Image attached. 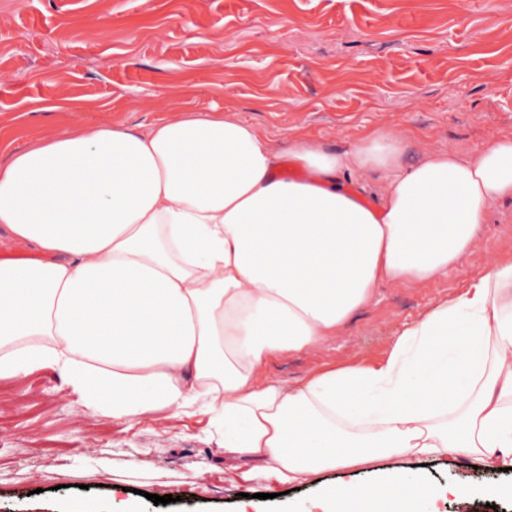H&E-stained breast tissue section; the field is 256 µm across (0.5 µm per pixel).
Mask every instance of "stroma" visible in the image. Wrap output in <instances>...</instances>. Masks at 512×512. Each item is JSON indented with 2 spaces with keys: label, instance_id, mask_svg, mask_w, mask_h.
<instances>
[{
  "label": "stroma",
  "instance_id": "stroma-1",
  "mask_svg": "<svg viewBox=\"0 0 512 512\" xmlns=\"http://www.w3.org/2000/svg\"><path fill=\"white\" fill-rule=\"evenodd\" d=\"M228 109L283 153L297 133L343 150L385 130L410 164L477 154L512 135V0H0V166L74 130ZM511 249L503 204L471 265L422 288L383 284L347 336L274 360L270 375L292 386L324 361L381 360L397 329ZM397 467L472 488L436 512H512V472ZM317 492L226 480L206 415L116 424L84 414L52 371L0 378V512H238L245 493L255 512H308Z\"/></svg>",
  "mask_w": 512,
  "mask_h": 512
}]
</instances>
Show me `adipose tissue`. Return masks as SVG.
I'll use <instances>...</instances> for the list:
<instances>
[{"label": "adipose tissue", "mask_w": 512, "mask_h": 512, "mask_svg": "<svg viewBox=\"0 0 512 512\" xmlns=\"http://www.w3.org/2000/svg\"><path fill=\"white\" fill-rule=\"evenodd\" d=\"M368 170L387 174L373 206L347 188ZM504 200L512 136L410 167L383 130L284 155L230 110L38 142L0 167V247L36 252L0 259V377L52 369L83 411L129 425L207 415L253 479L344 472L312 512H429L445 488L392 462L512 467V252L396 331L379 364L293 387L268 369L341 336L381 284L470 260Z\"/></svg>", "instance_id": "adipose-tissue-1"}]
</instances>
